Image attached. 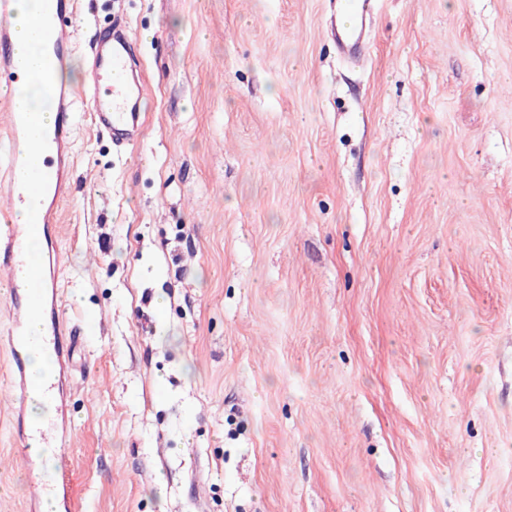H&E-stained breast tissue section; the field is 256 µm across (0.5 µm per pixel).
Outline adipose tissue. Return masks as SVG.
Returning <instances> with one entry per match:
<instances>
[{"mask_svg":"<svg viewBox=\"0 0 512 512\" xmlns=\"http://www.w3.org/2000/svg\"><path fill=\"white\" fill-rule=\"evenodd\" d=\"M37 7V0H22V12L15 20L16 47L27 55L30 64L15 98L24 111L35 117L34 131L39 134L50 126L53 119L51 87L54 83L65 80L67 74L39 48L42 30L33 25L31 19Z\"/></svg>","mask_w":512,"mask_h":512,"instance_id":"obj_1","label":"adipose tissue"}]
</instances>
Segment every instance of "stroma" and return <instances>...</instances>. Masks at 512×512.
Here are the masks:
<instances>
[{
	"label": "stroma",
	"instance_id": "stroma-1",
	"mask_svg": "<svg viewBox=\"0 0 512 512\" xmlns=\"http://www.w3.org/2000/svg\"><path fill=\"white\" fill-rule=\"evenodd\" d=\"M131 36L58 207L80 331L56 512H512V0H78ZM0 282V512L31 507ZM336 44L340 52L351 58L356 59L362 56L366 50L365 30L355 28L354 24L350 28L340 29L336 25ZM129 51L126 34L112 28L92 50L89 79L82 92L95 126L109 130L121 144L137 134L138 111L146 99L144 85L134 76L128 78Z\"/></svg>",
	"mask_w": 512,
	"mask_h": 512
}]
</instances>
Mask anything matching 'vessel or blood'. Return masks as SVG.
Instances as JSON below:
<instances>
[{
	"label": "vessel or blood",
	"instance_id": "1",
	"mask_svg": "<svg viewBox=\"0 0 512 512\" xmlns=\"http://www.w3.org/2000/svg\"><path fill=\"white\" fill-rule=\"evenodd\" d=\"M19 0H0V79L18 81L27 72V60L20 55L14 42L12 19L18 11ZM77 0H40L39 22L46 31L42 49L57 62H64L73 50L76 30L72 19ZM340 52L352 59L366 50L365 31L361 28H342L336 32ZM129 41L120 30L97 43L92 51L89 79L82 93L65 85L53 91L55 120L43 136L38 149L11 152L0 180V193L11 208L27 206L35 211L44 238L56 231L57 211L65 195L66 185L74 166L72 135L74 112L78 100H85L96 127L109 130L116 142L132 140L139 130V109L146 98L144 85L128 75ZM0 109L6 110L8 121L0 127V139L16 144L29 140L33 121L15 105L13 96H0ZM29 228L21 224L0 227V272L9 278L12 290L9 307L8 371L14 388L27 393L39 388L48 405L59 400L60 382L70 373L71 360L79 340L78 330L68 328L58 308L60 264L58 255H50L47 264L32 263L27 246ZM56 343L54 371L33 378L29 356L42 343ZM20 440L38 438L45 447L67 445L69 434L63 424L54 419L33 423L23 416L22 407H15Z\"/></svg>",
	"mask_w": 512,
	"mask_h": 512
}]
</instances>
